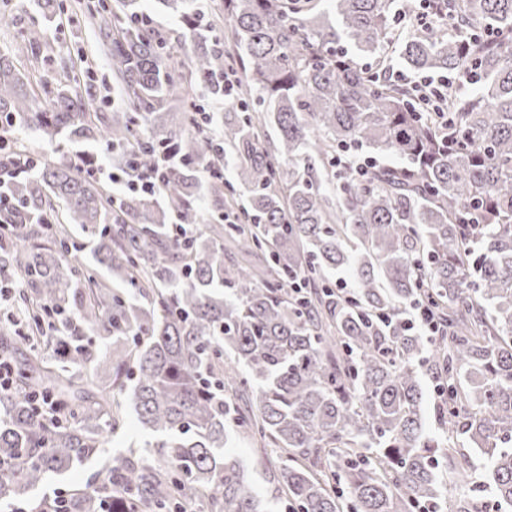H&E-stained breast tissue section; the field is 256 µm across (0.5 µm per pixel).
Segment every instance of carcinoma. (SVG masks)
Segmentation results:
<instances>
[{
	"instance_id": "cac0c4a2",
	"label": "carcinoma",
	"mask_w": 512,
	"mask_h": 512,
	"mask_svg": "<svg viewBox=\"0 0 512 512\" xmlns=\"http://www.w3.org/2000/svg\"><path fill=\"white\" fill-rule=\"evenodd\" d=\"M191 2L162 0L196 37L187 61L136 0H97L70 16L98 15L100 49L133 113L93 108L88 66L30 80L37 30L0 12V28L15 29L0 49V131L34 129L58 152L103 148L128 186L114 195L89 152L56 164L0 145L10 239L0 275L38 296L17 334L31 356L0 395V461L11 463L0 503L28 505L47 474L97 454L126 394L168 469L117 459L97 487L72 490L67 512H101L109 495L112 512L164 508L187 492L210 512H264L229 451L231 427L279 453L293 512L441 506L434 463L445 434L491 475L494 508L471 512L512 510V0H422L436 13L425 34L395 29L396 0H329L328 12L322 0H223L229 51ZM395 55L412 71L474 78L448 93V128L380 75ZM226 79L237 94L216 143L193 91L222 97ZM268 126L274 154L259 141ZM350 149L395 164L339 178L336 154ZM221 160L234 182L204 176ZM157 169L161 206L134 187ZM237 186L248 195L242 223L221 218L174 237L170 217L198 224L200 190L222 210ZM76 228L148 307L67 262ZM236 242L269 253L267 267L225 265L224 244ZM344 271L350 299L328 279ZM299 281L313 292L292 291ZM416 299L440 326L430 350L401 316ZM73 306L80 325L124 351L78 342ZM228 349L246 373L224 369ZM87 366L109 369V381L86 388L75 371ZM426 375L441 388L440 434L426 430ZM42 394L57 418L37 416ZM31 510L60 512L47 498Z\"/></svg>"
}]
</instances>
